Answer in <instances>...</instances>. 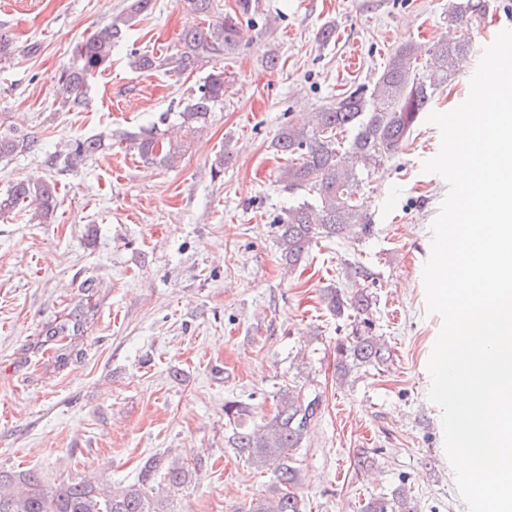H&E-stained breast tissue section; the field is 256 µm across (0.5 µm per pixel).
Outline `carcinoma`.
<instances>
[{
	"mask_svg": "<svg viewBox=\"0 0 512 512\" xmlns=\"http://www.w3.org/2000/svg\"><path fill=\"white\" fill-rule=\"evenodd\" d=\"M186 11L206 25L192 24L182 31L180 45L170 53H133L130 66L138 72L185 74L202 63L226 57L236 51L243 38L239 22L221 15L215 0H183ZM153 9V0H128L126 7L103 28L81 40L75 49V62L63 68L57 89L71 108L82 104L81 96L98 71L111 60L112 48L124 37L137 18ZM485 9V0H456L448 9V35L439 38L430 51V62L419 63V48L406 43L392 53L372 88L348 89L327 106L313 113L310 124L291 119L272 141V147L288 156L281 180L291 189L314 193L315 203L288 208L276 223L280 258L288 268L295 267L319 238L345 239L372 230L370 217L364 214L351 189L363 171L383 158L398 152L413 132L422 113L428 111L439 88L454 75L458 57L472 52L466 19ZM224 71L208 74L178 113L184 137L193 138L205 127L210 112L224 99ZM348 133L343 143L338 136ZM130 148L146 162L171 167L185 142L165 137L154 125L126 135ZM38 141L26 136L0 134V157L32 153ZM100 138L79 139L68 164L97 153ZM42 217L58 206L56 183L44 178H29L13 184L0 196V214L19 204ZM324 303L338 319L357 320L352 335L336 343V372L346 378L356 369L374 366L386 360V348L373 335L367 318L371 309L368 294L362 290L346 294L336 288L324 289ZM85 323L80 307L71 310L47 336L58 343V359L67 356L64 341L81 334ZM320 411V400L301 390L285 386L276 394V408L264 425L243 428L245 404L229 399L224 415L232 425L228 442L238 455L257 468L275 467L276 484L269 494L250 501L247 512H302L292 488L298 481L290 464L292 452L302 447ZM201 463L189 466L163 456L148 458L138 481L119 491H103L90 480L44 485L33 471L0 468V512H165L164 498L153 490L182 488L193 479ZM363 512H418L414 498L401 486L389 497H372Z\"/></svg>",
	"mask_w": 512,
	"mask_h": 512,
	"instance_id": "cac0c4a2",
	"label": "carcinoma"
}]
</instances>
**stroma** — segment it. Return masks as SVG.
Here are the masks:
<instances>
[{
	"label": "stroma",
	"instance_id": "stroma-1",
	"mask_svg": "<svg viewBox=\"0 0 512 512\" xmlns=\"http://www.w3.org/2000/svg\"><path fill=\"white\" fill-rule=\"evenodd\" d=\"M449 3L251 0L234 55L175 75L129 66L131 52L175 49L193 21L180 0H154L74 110L56 94L58 75L126 0H0V29L16 44L0 59V132L39 142L0 159V194L44 177L61 199L48 218L29 209L0 216V467L36 471L52 487L85 478L117 489L160 454L201 465L166 512H245L275 473L230 447L224 402L246 403L244 424L255 428L272 417L279 388L298 385L321 404L292 459L304 512H362L399 486L418 512H468L428 398L442 318L427 310L422 273L448 186L422 163L440 149L438 127L420 121L355 187L369 237L319 240L291 270L274 223L308 193L281 181L287 159L271 146L288 120L372 85L400 45L432 46L448 28ZM326 26L335 35L325 43ZM218 68L224 99L179 163L140 161L126 133L163 114L178 123ZM95 135L102 149L64 166L75 140ZM226 147L231 162L212 174ZM330 287L368 294L389 352L343 381L336 343L352 327L324 305ZM78 304L88 320L63 364L45 332Z\"/></svg>",
	"mask_w": 512,
	"mask_h": 512
}]
</instances>
